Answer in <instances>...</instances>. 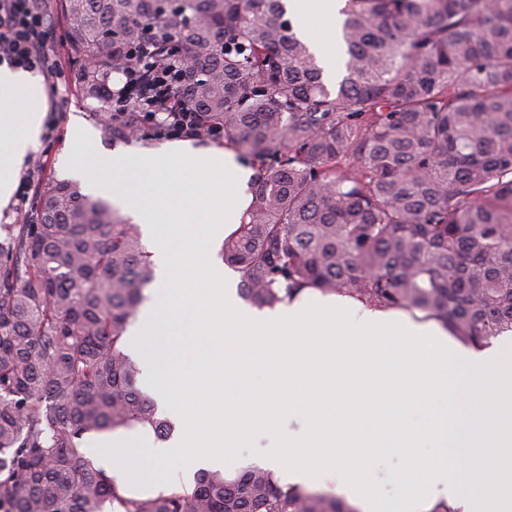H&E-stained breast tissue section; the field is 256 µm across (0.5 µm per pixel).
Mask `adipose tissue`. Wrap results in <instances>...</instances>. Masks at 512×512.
<instances>
[{
  "instance_id": "1",
  "label": "adipose tissue",
  "mask_w": 512,
  "mask_h": 512,
  "mask_svg": "<svg viewBox=\"0 0 512 512\" xmlns=\"http://www.w3.org/2000/svg\"><path fill=\"white\" fill-rule=\"evenodd\" d=\"M337 0H287L297 34L317 53L328 74H335L339 54L326 39L336 26ZM44 84L23 69L0 67V202L10 196L22 157L39 140Z\"/></svg>"
}]
</instances>
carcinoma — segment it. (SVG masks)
I'll use <instances>...</instances> for the list:
<instances>
[{
  "label": "carcinoma",
  "instance_id": "carcinoma-1",
  "mask_svg": "<svg viewBox=\"0 0 512 512\" xmlns=\"http://www.w3.org/2000/svg\"><path fill=\"white\" fill-rule=\"evenodd\" d=\"M82 89L112 140L111 78L181 62L166 109L257 170L224 263L273 307L304 288L420 311L482 347L512 331V0H344L324 79L282 0H59ZM141 227L51 177L0 225V512H356L258 467L191 491L121 493L95 431L162 439L127 330L154 277Z\"/></svg>",
  "mask_w": 512,
  "mask_h": 512
}]
</instances>
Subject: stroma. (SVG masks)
<instances>
[{
    "label": "stroma",
    "mask_w": 512,
    "mask_h": 512,
    "mask_svg": "<svg viewBox=\"0 0 512 512\" xmlns=\"http://www.w3.org/2000/svg\"><path fill=\"white\" fill-rule=\"evenodd\" d=\"M70 78L68 90L58 95L46 96L43 104V123L37 146L24 157L17 174L14 191L6 204L0 205V225L20 223L24 216L34 210L36 184L42 178L53 177L65 181L69 175L62 164L65 153H79V144L69 140L67 132L72 120L81 121L95 137L104 158L131 149L155 150L163 147V140L148 139L142 136L125 142H114L106 138L102 124L94 114L95 103L87 99L81 91L80 68L74 64L64 67Z\"/></svg>",
    "instance_id": "35a3bbf8"
}]
</instances>
